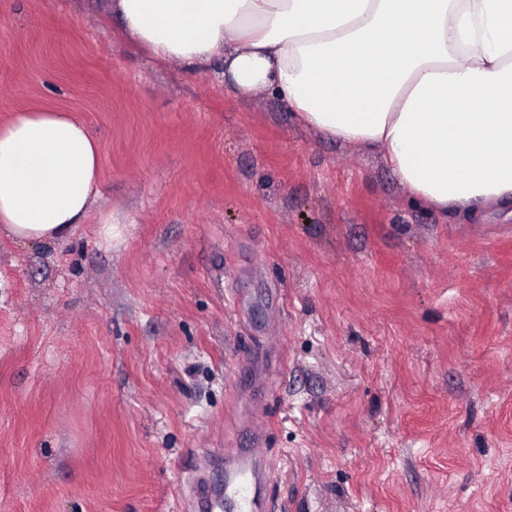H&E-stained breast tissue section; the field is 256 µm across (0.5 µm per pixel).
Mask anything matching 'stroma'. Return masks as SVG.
Wrapping results in <instances>:
<instances>
[{
  "label": "stroma",
  "instance_id": "stroma-1",
  "mask_svg": "<svg viewBox=\"0 0 512 512\" xmlns=\"http://www.w3.org/2000/svg\"><path fill=\"white\" fill-rule=\"evenodd\" d=\"M30 109L90 127L102 195L0 236V512H187L258 426L268 512H512L506 210L415 201L98 0H0V122Z\"/></svg>",
  "mask_w": 512,
  "mask_h": 512
}]
</instances>
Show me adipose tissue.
I'll return each instance as SVG.
<instances>
[{
  "mask_svg": "<svg viewBox=\"0 0 512 512\" xmlns=\"http://www.w3.org/2000/svg\"><path fill=\"white\" fill-rule=\"evenodd\" d=\"M141 50L208 62L243 95L381 152L439 209L512 206V0H106ZM101 148L67 113L0 124V234L66 242L94 209Z\"/></svg>",
  "mask_w": 512,
  "mask_h": 512,
  "instance_id": "adipose-tissue-1",
  "label": "adipose tissue"
}]
</instances>
